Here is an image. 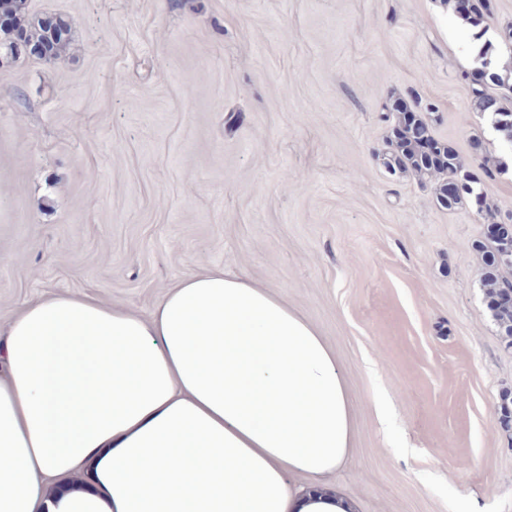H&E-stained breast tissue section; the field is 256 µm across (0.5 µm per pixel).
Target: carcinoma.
I'll use <instances>...</instances> for the list:
<instances>
[{
	"mask_svg": "<svg viewBox=\"0 0 512 512\" xmlns=\"http://www.w3.org/2000/svg\"><path fill=\"white\" fill-rule=\"evenodd\" d=\"M8 4L10 21L0 24V56L15 61L21 57L32 58L23 47L17 44L15 29L26 32L27 39L32 42L48 43L46 62L59 59L71 43L70 29H57L48 34L43 25L42 17L28 12L26 0H0ZM454 14L465 22L478 23L492 14V0H482L481 6L474 9L462 7L461 0H446ZM484 80L479 85H471L472 99L475 109L491 116L496 131L500 134L503 145L512 151V108L494 103L488 92L489 84L508 86L512 84V52L494 64L486 59L481 63ZM385 166L392 172L410 171L420 177H433L444 174L448 183L460 186V192L450 196L442 203L448 209H454L463 202L474 201L484 208V218L498 223L495 236L477 240L472 244L482 262V287L486 306L498 335L507 345H512V306L500 304V297L507 286H512V278L505 272L512 270V253L508 251L512 244V221H503L495 209L485 201L484 178L502 172V169L490 159L483 158L474 166L453 149L448 148L438 163H432L426 157V150L417 152V157L407 158L400 153L389 154L384 160ZM500 423L508 427L512 425V391H504L499 404Z\"/></svg>",
	"mask_w": 512,
	"mask_h": 512,
	"instance_id": "obj_1",
	"label": "carcinoma"
}]
</instances>
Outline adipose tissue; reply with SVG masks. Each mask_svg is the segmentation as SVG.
I'll list each match as a JSON object with an SVG mask.
<instances>
[{
	"label": "adipose tissue",
	"mask_w": 512,
	"mask_h": 512,
	"mask_svg": "<svg viewBox=\"0 0 512 512\" xmlns=\"http://www.w3.org/2000/svg\"><path fill=\"white\" fill-rule=\"evenodd\" d=\"M351 410L315 327L238 273L149 317L44 295L0 330V512H287L336 469Z\"/></svg>",
	"instance_id": "ef3b65f1"
}]
</instances>
